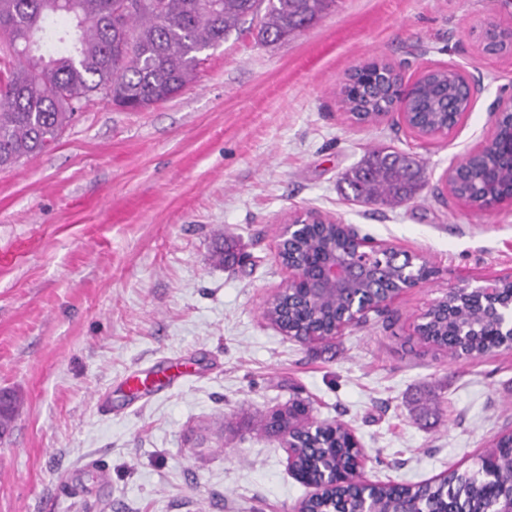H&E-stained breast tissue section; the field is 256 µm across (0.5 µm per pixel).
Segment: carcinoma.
Wrapping results in <instances>:
<instances>
[{
    "label": "carcinoma",
    "instance_id": "obj_1",
    "mask_svg": "<svg viewBox=\"0 0 512 512\" xmlns=\"http://www.w3.org/2000/svg\"><path fill=\"white\" fill-rule=\"evenodd\" d=\"M337 0H0V43L17 60L7 74L0 73V168L52 149L63 130L98 95L127 110L140 111L170 100L192 84L203 62L201 54L219 47L250 22L265 41L285 40L317 23ZM459 80L453 71L436 70L416 91L413 119L444 126L448 113L433 108L435 98L446 97ZM386 91L380 85L339 95L352 116L363 112L375 120L387 111ZM502 164L495 156H475L456 182L461 194L497 193L508 187V175L485 179ZM342 182L351 198L365 204L399 206L415 199L425 183L423 166L409 154L375 148L358 166L346 171ZM338 231H315L300 240L299 255L333 241ZM347 304L329 295L309 308L288 305V296L273 301L264 316L282 320L293 330L310 321L328 329ZM477 320L470 302L458 297L451 306L427 313L423 339L453 355L479 357L494 350L495 337L472 336L460 347L453 329L458 322ZM22 407L10 393L0 407V437L11 428ZM295 406L285 405L260 418V426L282 436ZM320 448L293 449L295 465L316 470L331 467L347 471L354 466L357 448L351 432L341 423L312 421ZM504 477L512 472V436H503L493 455L479 464L477 473L448 481L389 484L375 500L377 512H404L423 501L432 512H492L498 500L512 496ZM362 507L351 490L310 501L312 512H357Z\"/></svg>",
    "mask_w": 512,
    "mask_h": 512
}]
</instances>
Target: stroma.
<instances>
[{
	"label": "stroma",
	"instance_id": "35a3bbf8",
	"mask_svg": "<svg viewBox=\"0 0 512 512\" xmlns=\"http://www.w3.org/2000/svg\"><path fill=\"white\" fill-rule=\"evenodd\" d=\"M493 23L512 26L500 0H338L288 39L251 31L205 51L164 103L92 98L54 150L0 169V389L25 401L0 439V512H294L312 489L256 419L296 397L350 427L376 484L473 470L512 433V349L455 358L415 331L448 289L512 275V205L443 193L512 93V54L479 44ZM373 60L409 83L457 65L483 90L435 139L359 125L337 91ZM379 145L425 167L403 207L348 200L340 180ZM299 207L439 273L327 341L284 336L263 310L287 281L274 246ZM219 243L235 261L213 262ZM172 362L191 375L143 400L123 390Z\"/></svg>",
	"mask_w": 512,
	"mask_h": 512
}]
</instances>
